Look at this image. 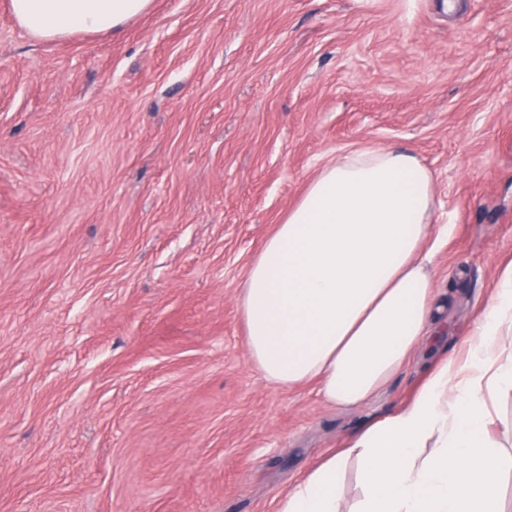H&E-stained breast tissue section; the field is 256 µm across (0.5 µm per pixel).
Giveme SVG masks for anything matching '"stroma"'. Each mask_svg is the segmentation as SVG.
Listing matches in <instances>:
<instances>
[{"mask_svg": "<svg viewBox=\"0 0 512 512\" xmlns=\"http://www.w3.org/2000/svg\"><path fill=\"white\" fill-rule=\"evenodd\" d=\"M0 0V512H275L368 403L280 389L237 297L318 170L410 150L461 347L512 262V0H153L30 38Z\"/></svg>", "mask_w": 512, "mask_h": 512, "instance_id": "35a3bbf8", "label": "stroma"}]
</instances>
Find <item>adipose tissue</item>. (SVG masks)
Returning <instances> with one entry per match:
<instances>
[{
	"label": "adipose tissue",
	"mask_w": 512,
	"mask_h": 512,
	"mask_svg": "<svg viewBox=\"0 0 512 512\" xmlns=\"http://www.w3.org/2000/svg\"><path fill=\"white\" fill-rule=\"evenodd\" d=\"M152 0H10L37 40L119 31ZM435 177L413 154L354 150L310 181L251 261L238 307L250 363L281 389L316 384L357 407L406 363L440 317L432 274ZM440 355L408 406L376 420L289 488L276 512H501L508 460L489 432L488 394L512 390V263L465 340Z\"/></svg>",
	"instance_id": "obj_1"
}]
</instances>
